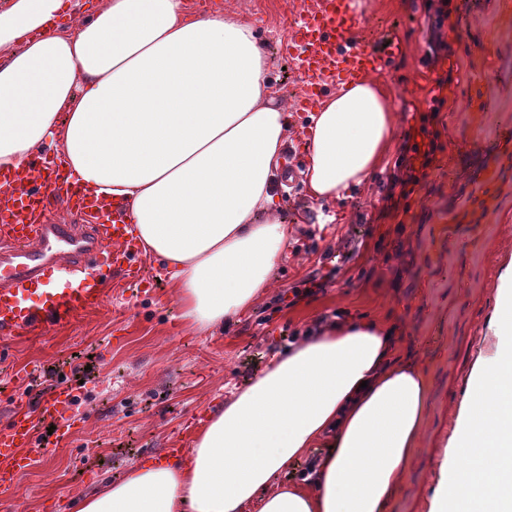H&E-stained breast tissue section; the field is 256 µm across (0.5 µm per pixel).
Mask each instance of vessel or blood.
Wrapping results in <instances>:
<instances>
[{
  "label": "vessel or blood",
  "instance_id": "vessel-or-blood-1",
  "mask_svg": "<svg viewBox=\"0 0 512 512\" xmlns=\"http://www.w3.org/2000/svg\"><path fill=\"white\" fill-rule=\"evenodd\" d=\"M353 3L307 0L290 30L285 50L302 81L297 116L313 111L326 92L362 79L403 51L396 41L384 48L364 45ZM56 202L85 215L86 223L53 222ZM128 210V202L74 189L57 164L35 160L28 170L0 177V335L74 325L104 303L112 277L137 275ZM59 278L68 280L67 288H54ZM72 399V389L61 384L36 407L17 401L9 424L0 428L1 495L14 491L28 472L36 419L55 422L57 438H64Z\"/></svg>",
  "mask_w": 512,
  "mask_h": 512
}]
</instances>
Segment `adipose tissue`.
<instances>
[{
	"label": "adipose tissue",
	"mask_w": 512,
	"mask_h": 512,
	"mask_svg": "<svg viewBox=\"0 0 512 512\" xmlns=\"http://www.w3.org/2000/svg\"><path fill=\"white\" fill-rule=\"evenodd\" d=\"M0 0V167L59 152L88 191L127 201L182 317L211 331L268 288L289 229L278 174L290 116L253 25L188 0ZM305 171L315 200L365 182L394 133L364 79L322 100ZM394 326L345 321L303 337L210 409L187 456L133 466L78 512H388L424 426L429 380ZM324 449L301 482L295 462Z\"/></svg>",
	"instance_id": "ef3b65f1"
}]
</instances>
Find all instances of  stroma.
Listing matches in <instances>:
<instances>
[{
  "mask_svg": "<svg viewBox=\"0 0 512 512\" xmlns=\"http://www.w3.org/2000/svg\"><path fill=\"white\" fill-rule=\"evenodd\" d=\"M252 24L271 89L284 104L301 79L281 48L301 0H211ZM438 0H359L366 42L389 35L402 56L373 72L395 112L391 149L373 177L344 199L321 203L307 189L305 139L291 128L281 189L292 229L269 288L223 329L201 333L181 317L177 292L150 254L139 261L151 290L118 279L98 311L73 326L8 342L0 361V428L8 423L14 368L39 371L91 364L74 426L52 455L36 458L0 512H71L73 500L136 463L167 454L190 422L259 376L273 357L325 316L397 320L396 351L430 379L428 417L390 512H428L445 446L453 436L467 381L496 339L486 325L497 274L512 261V0H451L437 23ZM448 54L427 58L437 43ZM451 75L445 87L437 77ZM445 104L432 128L439 149L408 197H389L405 171L397 161L434 97ZM336 257L335 267L323 262ZM320 288L288 305L280 297L310 277Z\"/></svg>",
  "mask_w": 512,
  "mask_h": 512,
  "instance_id": "35a3bbf8",
  "label": "stroma"
}]
</instances>
